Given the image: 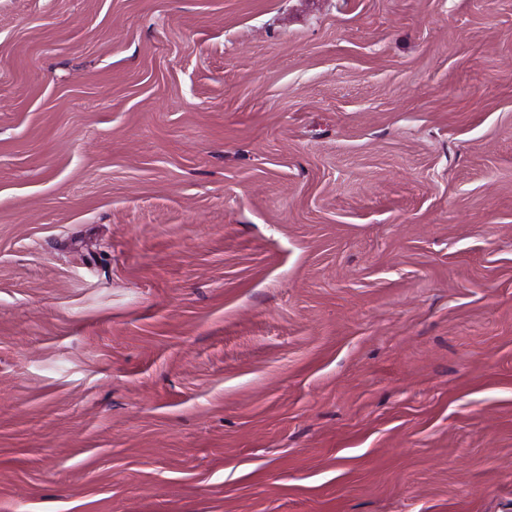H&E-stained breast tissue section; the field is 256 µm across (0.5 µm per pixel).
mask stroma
<instances>
[{
  "label": "stroma",
  "mask_w": 512,
  "mask_h": 512,
  "mask_svg": "<svg viewBox=\"0 0 512 512\" xmlns=\"http://www.w3.org/2000/svg\"><path fill=\"white\" fill-rule=\"evenodd\" d=\"M0 512H512V0H0Z\"/></svg>",
  "instance_id": "stroma-1"
}]
</instances>
